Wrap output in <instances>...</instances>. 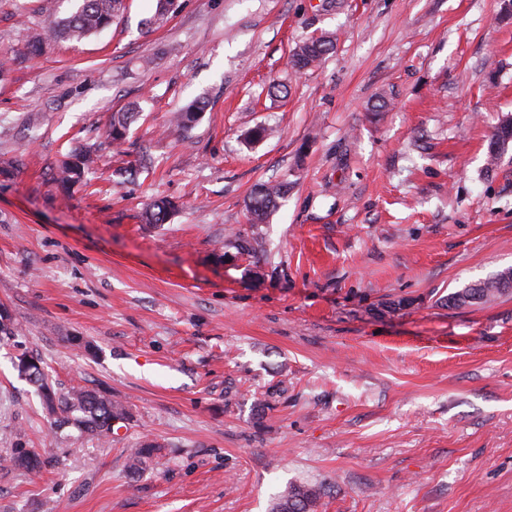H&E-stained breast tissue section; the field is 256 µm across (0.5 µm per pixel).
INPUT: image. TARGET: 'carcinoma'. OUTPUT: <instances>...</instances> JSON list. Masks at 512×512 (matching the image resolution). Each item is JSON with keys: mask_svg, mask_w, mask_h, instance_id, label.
<instances>
[{"mask_svg": "<svg viewBox=\"0 0 512 512\" xmlns=\"http://www.w3.org/2000/svg\"><path fill=\"white\" fill-rule=\"evenodd\" d=\"M124 7L123 0H80L76 10L60 19L50 27L45 40L80 41L95 35L112 24V18ZM335 39L327 34L311 37L303 41L293 52L290 59L291 70L305 73L312 69L324 55L334 49ZM205 102L195 100L184 107L174 117L177 126L187 128L203 111ZM139 111V105L133 104L123 112L112 115L108 135L112 144L121 145L128 135L129 124ZM512 143V117L501 121L491 136L488 145V162L498 165L502 156ZM94 163L93 152L79 149L69 155V159L59 168V180L64 184L76 183L88 173ZM288 192L286 182H268L258 185L251 192L246 205L248 221L252 224L264 222L277 207L279 200ZM170 202L159 200L145 211L144 218L149 224H164L170 217ZM512 292V280L504 273L480 281L474 285L448 294L445 302L450 307H463L485 304ZM14 367L19 376L26 379L41 397L46 414L53 420L56 429L73 428L82 436L99 439L112 437L115 425L130 418L125 401L112 396L106 390L74 387L65 393L59 392L46 371L42 360L23 352L17 355ZM161 451V445L153 440H144L133 448L127 449L130 467L138 469L151 461ZM9 461L16 469L34 472L45 466V460L29 448H13ZM323 494L317 485H298L290 488L273 506L274 512H313V507Z\"/></svg>", "mask_w": 512, "mask_h": 512, "instance_id": "1", "label": "carcinoma"}]
</instances>
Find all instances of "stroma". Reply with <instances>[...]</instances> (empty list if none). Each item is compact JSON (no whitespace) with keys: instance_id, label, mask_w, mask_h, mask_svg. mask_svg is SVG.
Returning <instances> with one entry per match:
<instances>
[{"instance_id":"35a3bbf8","label":"stroma","mask_w":512,"mask_h":512,"mask_svg":"<svg viewBox=\"0 0 512 512\" xmlns=\"http://www.w3.org/2000/svg\"><path fill=\"white\" fill-rule=\"evenodd\" d=\"M78 0H0V512H512L505 0H125L110 28L28 47ZM336 47L306 74L313 35ZM288 86L271 97V81ZM390 106L368 112L378 96ZM203 97L194 127L174 112ZM141 107L126 142L113 112ZM273 136L248 138L258 125ZM96 169L61 188L70 152ZM288 193L263 224L261 182ZM172 201L168 223L145 208ZM90 340L94 354L72 345ZM127 401L108 441L53 435L12 361ZM157 440L139 472L127 450ZM49 458L28 473L11 449ZM334 44L335 39L327 34L306 39L294 50L291 56V70L295 74H299L312 69L324 55L334 49ZM510 142L512 143V117H506L492 134L488 145V162L491 166L498 165L508 151ZM287 192L286 182H268L255 187L246 205L248 221L252 224L263 223ZM507 272H510V276H512V269H506L491 279L479 281L460 291L448 294L444 301L446 304L448 303V307L457 308L485 304L510 294L512 292V279L509 281L504 277ZM322 494L323 489L317 485L294 486L274 504L273 512H313Z\"/></svg>"}]
</instances>
